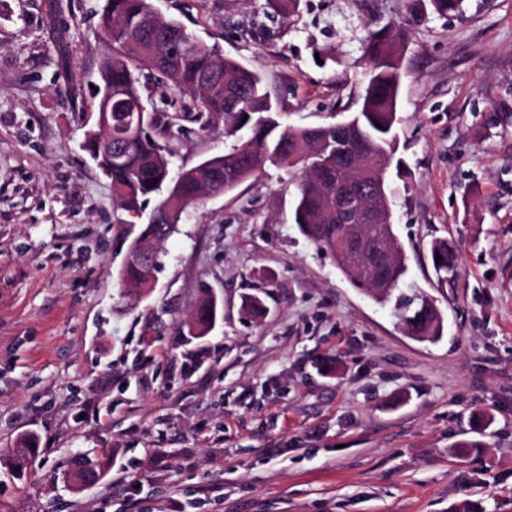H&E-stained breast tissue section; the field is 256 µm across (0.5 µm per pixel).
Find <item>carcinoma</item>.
<instances>
[{
	"label": "carcinoma",
	"mask_w": 512,
	"mask_h": 512,
	"mask_svg": "<svg viewBox=\"0 0 512 512\" xmlns=\"http://www.w3.org/2000/svg\"><path fill=\"white\" fill-rule=\"evenodd\" d=\"M435 13L447 15L462 9V0H429ZM300 0H267L277 14L290 17ZM109 51L99 69L100 84L95 97L97 113L112 109V129L103 124L87 133L86 149L112 184L117 207L140 218L154 204L146 223L121 221L128 250L142 241L155 247L149 267L124 262L122 284L138 291L147 280H156L164 270L161 245L176 231L185 211L210 195L226 194L268 166L300 171L294 223L299 233L319 249L330 253L336 267L355 287L393 311L404 332L420 341L434 342L443 334L441 313L434 301L402 289L408 273V257L393 233L392 253H368V275L352 268V255L342 251L351 225L374 200L388 201L391 185L388 168L377 166L381 158L393 159L397 151L394 127L402 80L400 45L405 32L389 25L371 30L364 41V56L371 64L361 107L343 127H295L282 122L283 102L272 98L260 74L224 57L214 48L199 44L174 18L158 15L152 0H105L98 20ZM146 78L166 86L179 97L171 112L147 107L139 70ZM199 124L203 130L224 125V135L235 144L222 155L195 166L173 170L172 143L184 131L183 122ZM118 150L101 145L107 135ZM441 261H436V256ZM430 258L438 278L446 281L455 269L458 250L442 239L432 243ZM221 308L214 296L196 308L188 329L200 335L216 325ZM105 468L83 466L70 476L72 483L97 481Z\"/></svg>",
	"instance_id": "cac0c4a2"
}]
</instances>
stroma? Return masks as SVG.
Segmentation results:
<instances>
[{
	"mask_svg": "<svg viewBox=\"0 0 512 512\" xmlns=\"http://www.w3.org/2000/svg\"><path fill=\"white\" fill-rule=\"evenodd\" d=\"M105 0H0V512H512V0H152L259 72L287 123L359 108L369 30L403 28L393 230L443 316L405 336L297 231L288 171L189 210L144 296L85 149ZM173 144L174 167L230 146ZM458 245L439 282L433 240ZM208 335L184 322L207 294ZM265 297L252 320L245 296ZM107 466L82 490L77 455Z\"/></svg>",
	"mask_w": 512,
	"mask_h": 512,
	"instance_id": "1",
	"label": "stroma"
}]
</instances>
